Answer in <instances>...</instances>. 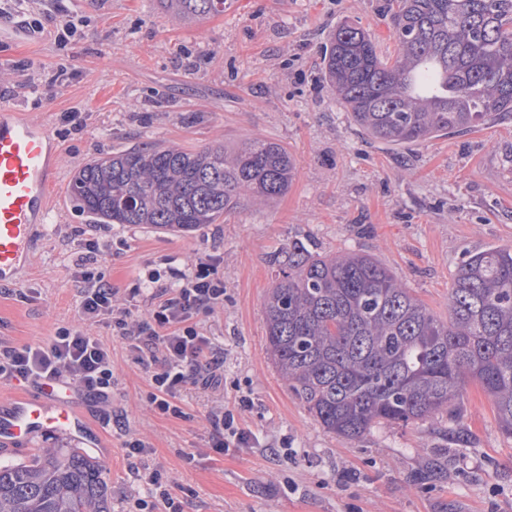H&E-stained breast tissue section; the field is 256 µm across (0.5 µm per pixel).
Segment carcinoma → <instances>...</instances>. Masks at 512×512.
<instances>
[{
	"instance_id": "1",
	"label": "carcinoma",
	"mask_w": 512,
	"mask_h": 512,
	"mask_svg": "<svg viewBox=\"0 0 512 512\" xmlns=\"http://www.w3.org/2000/svg\"><path fill=\"white\" fill-rule=\"evenodd\" d=\"M180 20L224 11V0H157ZM396 57L347 21L331 36L324 78L351 120L402 146L471 131L512 114V0H389ZM296 161L253 139L202 151L132 146L85 163L71 192L98 224L189 233L240 204L284 194ZM265 303L267 351L328 432L358 439L452 411L480 385L512 435V248L458 266L443 319L367 254L321 256L294 242ZM0 512H110L102 467L75 449L0 463Z\"/></svg>"
}]
</instances>
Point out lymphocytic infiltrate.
I'll use <instances>...</instances> for the list:
<instances>
[{"label": "lymphocytic infiltrate", "mask_w": 512, "mask_h": 512, "mask_svg": "<svg viewBox=\"0 0 512 512\" xmlns=\"http://www.w3.org/2000/svg\"><path fill=\"white\" fill-rule=\"evenodd\" d=\"M50 9L37 7L36 0H14L24 16V27L42 33L44 23L59 17L54 42L60 51L83 35V20H72L64 0H50ZM99 246L92 243L78 256L74 277L80 283L79 325L58 328L43 345L15 347L0 340V379H18L42 384L64 382L86 398L105 402L112 396L110 349L87 333V326L108 322L113 333L126 341L137 362L151 367L153 391L150 402L162 415L181 417V395L195 386L219 398L224 386V355L211 337L205 336L198 318L224 304V284L215 279L208 260H200L191 273H177V285H159L146 295L145 317L132 319L129 310L114 308L115 290L104 272L98 271ZM210 450L221 453L231 448L250 447L251 434L234 426L223 406L208 414ZM145 485V497L136 499V512H183L182 502L172 495L159 470L144 466L136 474Z\"/></svg>", "instance_id": "f902f5d3"}]
</instances>
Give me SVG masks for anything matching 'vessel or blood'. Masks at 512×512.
I'll return each mask as SVG.
<instances>
[{
  "label": "vessel or blood",
  "mask_w": 512,
  "mask_h": 512,
  "mask_svg": "<svg viewBox=\"0 0 512 512\" xmlns=\"http://www.w3.org/2000/svg\"><path fill=\"white\" fill-rule=\"evenodd\" d=\"M59 153L51 129L24 119L12 109L0 110V282L32 257L36 231L52 207ZM47 432L69 435L86 445L94 440L77 399L63 398L53 387L38 397L0 401V453L31 446Z\"/></svg>",
  "instance_id": "vessel-or-blood-1"
}]
</instances>
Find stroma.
Instances as JSON below:
<instances>
[{"label": "stroma", "instance_id": "stroma-1", "mask_svg": "<svg viewBox=\"0 0 512 512\" xmlns=\"http://www.w3.org/2000/svg\"><path fill=\"white\" fill-rule=\"evenodd\" d=\"M86 35L61 59L53 35L0 19V107L50 125L60 164L51 222L14 282L0 285V337L23 346L77 322L73 262L87 241L128 293L149 276L209 256L224 305L201 327L224 350V405L254 434L250 448L206 452L211 407L187 387L185 418L154 412L148 370L106 325L109 405L87 402L111 512L143 491L124 443L153 447L151 465L185 512H512V436L476 384L452 418L380 424L358 440L325 430L280 378L266 351L264 302L277 259L299 242L320 254L375 257L437 315L462 259L512 247V116L470 132L402 147L367 136L324 83L322 61L339 22L395 52L386 0H226L223 13L186 23L157 0H70ZM70 76L50 85L57 64ZM260 138L284 145L297 168L287 192L189 234L146 224H97L71 193L86 162L134 145L200 151ZM253 400L238 408L240 396Z\"/></svg>", "mask_w": 512, "mask_h": 512}]
</instances>
